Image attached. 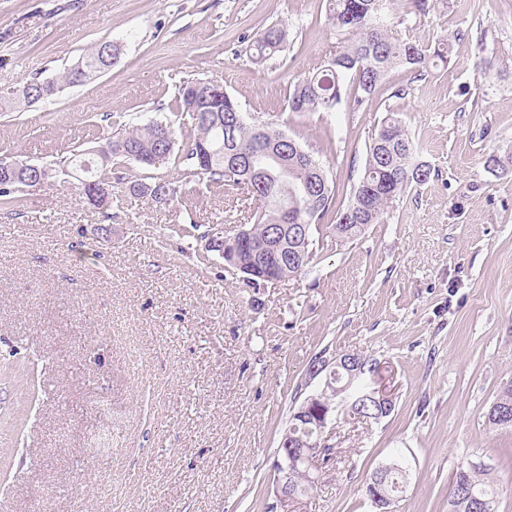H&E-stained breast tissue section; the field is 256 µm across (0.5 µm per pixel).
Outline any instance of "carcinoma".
I'll return each instance as SVG.
<instances>
[{
	"instance_id": "1",
	"label": "carcinoma",
	"mask_w": 512,
	"mask_h": 512,
	"mask_svg": "<svg viewBox=\"0 0 512 512\" xmlns=\"http://www.w3.org/2000/svg\"><path fill=\"white\" fill-rule=\"evenodd\" d=\"M331 20L336 28L347 35L344 45L324 66V69L303 78L288 97L291 111L305 114L320 112L339 106L348 100L357 106L363 105L374 93L384 76L395 67H404L417 74L446 63L449 44L438 42L423 44L417 40H398L392 36L394 24V0H332ZM286 30L272 26L267 28L254 45L253 58L262 62L282 51L286 43ZM111 42L95 45L82 58L80 67L90 75L113 65L118 55H109ZM34 92L32 102H52L66 85H81L77 69L72 68L59 79H33L29 81ZM208 81L195 79L184 83L179 90L178 101L188 113L195 130L182 149V160L188 176L206 175L213 183L224 186L225 192H240L254 200L257 210L253 222L246 225L247 243L236 247L224 243L231 251L234 263L248 266L250 251L259 247L280 230L279 224H307L313 229L329 213H335L336 237L354 239L360 236L368 225L379 224L383 214L395 199L413 185H421L430 177L428 165L416 160L417 146L401 120L394 114L386 116L380 128L366 147L364 171L354 187L352 197L344 204L337 200L330 183L306 191L310 185L309 163L318 160L295 139L267 123L251 124L244 117L238 102L227 93H215L206 98L200 91ZM236 124L235 144L228 145L225 127ZM285 139L283 147L288 154L282 155L271 148L273 141ZM108 146L109 161L90 157L78 150L71 160L81 164L90 163L91 171H104L112 159L120 158L128 164L143 168L154 167L165 162L173 153L176 141L172 127L161 121L152 120L137 124L115 136L104 139ZM256 168L263 170L257 181L245 165L235 160L232 151L240 153L255 150ZM103 184L126 185V191L144 197L159 205L173 201L176 191L173 183L155 177L143 182L128 176L112 178L103 176ZM86 203L94 209H106L112 205V196L98 195L96 189L81 188ZM282 249L297 254L300 263L291 270L292 276L305 273L308 256L314 253L316 242L298 241L286 232L281 237ZM499 414L512 416V385L502 393L488 411V424L493 428L502 427L505 421L496 420ZM304 465L292 468L288 481L302 496L313 489L314 483L304 475ZM383 490L392 498L402 492L407 481L406 463L381 476ZM463 483L462 495L450 492L448 512H497L496 489L481 478V471L475 466H462L455 475L454 483Z\"/></svg>"
}]
</instances>
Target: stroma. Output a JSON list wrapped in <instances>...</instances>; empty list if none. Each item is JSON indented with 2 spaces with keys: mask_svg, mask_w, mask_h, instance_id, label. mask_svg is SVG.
<instances>
[{
  "mask_svg": "<svg viewBox=\"0 0 512 512\" xmlns=\"http://www.w3.org/2000/svg\"><path fill=\"white\" fill-rule=\"evenodd\" d=\"M288 32L262 63L250 47ZM395 36L450 43L447 65L391 70L362 107L298 114L294 84L345 40L329 0H0V158L51 168L0 207V512H374L366 483L404 457L389 512H448L459 467L480 466L512 512V429L487 413L512 385V0H410ZM112 68L47 105H13L102 41ZM223 85L247 118L312 152L339 200L397 113L431 167L354 239L321 224L306 275L244 284L205 234L247 223L254 201L184 175L179 154L113 172L173 182L167 205L123 194L107 213L65 161L157 116L193 134L181 84ZM109 235H102V228ZM379 363L391 414L337 407L333 448L302 497L276 493L279 443L319 354ZM32 367L35 394L9 371ZM112 438L101 451L99 434Z\"/></svg>",
  "mask_w": 512,
  "mask_h": 512,
  "instance_id": "obj_1",
  "label": "stroma"
}]
</instances>
